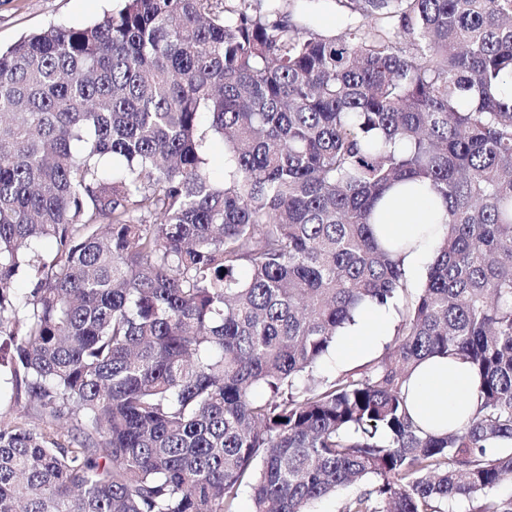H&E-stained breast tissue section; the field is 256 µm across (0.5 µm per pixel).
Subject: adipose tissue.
Wrapping results in <instances>:
<instances>
[{
	"label": "adipose tissue",
	"mask_w": 512,
	"mask_h": 512,
	"mask_svg": "<svg viewBox=\"0 0 512 512\" xmlns=\"http://www.w3.org/2000/svg\"><path fill=\"white\" fill-rule=\"evenodd\" d=\"M445 213L444 203L428 185L412 182L387 191L376 207V234L381 242L403 241L402 267L410 277L426 272L440 239L430 224ZM395 314L374 302L363 304L354 324L336 342L337 366L367 359L380 350L392 334ZM478 377L459 358L434 356L423 361L409 382L408 402L413 419L425 430L441 433L464 424L473 410Z\"/></svg>",
	"instance_id": "1"
}]
</instances>
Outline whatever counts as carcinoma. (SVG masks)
Wrapping results in <instances>:
<instances>
[{
	"instance_id": "1",
	"label": "carcinoma",
	"mask_w": 512,
	"mask_h": 512,
	"mask_svg": "<svg viewBox=\"0 0 512 512\" xmlns=\"http://www.w3.org/2000/svg\"><path fill=\"white\" fill-rule=\"evenodd\" d=\"M335 3L122 0L0 51V338L72 422H0V512H512V0ZM413 179L416 290L372 223ZM367 300L385 352L316 375ZM433 355L479 378L444 434L407 404ZM332 1L309 0L306 3L318 29L339 34L344 29L346 21ZM445 214V204L436 198L428 185L412 182L387 191L376 207L380 218L376 234L382 244L393 241L410 243L403 252L402 267L406 275L416 278L433 262L440 234L428 231Z\"/></svg>"
}]
</instances>
